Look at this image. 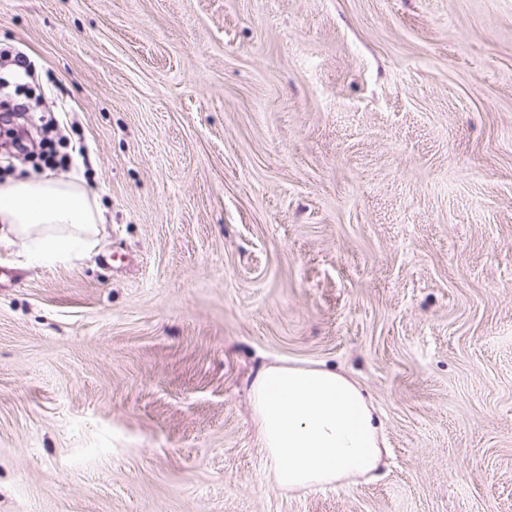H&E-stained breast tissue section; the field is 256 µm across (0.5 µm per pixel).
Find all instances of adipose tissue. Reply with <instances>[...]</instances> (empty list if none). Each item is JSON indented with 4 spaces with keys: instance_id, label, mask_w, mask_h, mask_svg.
I'll list each match as a JSON object with an SVG mask.
<instances>
[{
    "instance_id": "obj_1",
    "label": "adipose tissue",
    "mask_w": 512,
    "mask_h": 512,
    "mask_svg": "<svg viewBox=\"0 0 512 512\" xmlns=\"http://www.w3.org/2000/svg\"><path fill=\"white\" fill-rule=\"evenodd\" d=\"M102 221L89 192L72 180L43 175L0 185V237L26 239L35 262L67 259L74 243L88 242ZM249 404L269 474L284 488L334 486L382 462L376 409L344 374L272 363L253 379Z\"/></svg>"
}]
</instances>
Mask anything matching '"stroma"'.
I'll use <instances>...</instances> for the list:
<instances>
[{
  "label": "stroma",
  "instance_id": "stroma-1",
  "mask_svg": "<svg viewBox=\"0 0 512 512\" xmlns=\"http://www.w3.org/2000/svg\"><path fill=\"white\" fill-rule=\"evenodd\" d=\"M1 50L103 221L0 239V512H512V0H0ZM274 362L370 394L373 477L270 480Z\"/></svg>",
  "mask_w": 512,
  "mask_h": 512
}]
</instances>
